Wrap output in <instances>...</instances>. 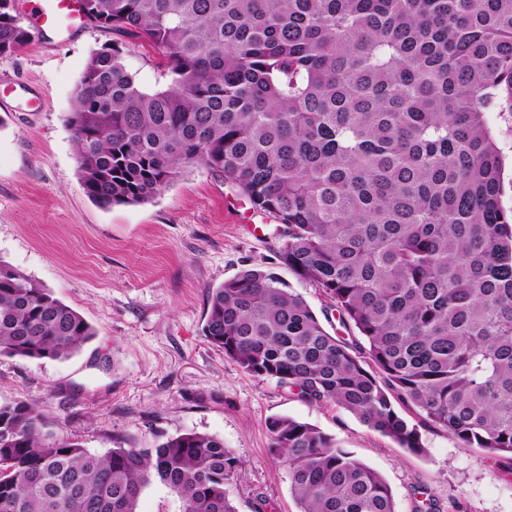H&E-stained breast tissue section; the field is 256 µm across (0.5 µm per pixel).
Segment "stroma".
<instances>
[{"mask_svg": "<svg viewBox=\"0 0 512 512\" xmlns=\"http://www.w3.org/2000/svg\"><path fill=\"white\" fill-rule=\"evenodd\" d=\"M114 39L88 24L0 58L14 108L0 128V262L96 331L65 360L0 356V404L38 405L99 454L124 439L216 436L239 461L231 485L238 512H299L269 451L276 416L313 425L377 471L396 512H414L425 495L438 512H512V474L484 449L424 426L427 453L411 454L339 407L303 402L245 373L206 341L209 289L243 269L276 268L315 313L326 299L277 266L275 221L204 167L140 204L102 209L86 196L65 117L87 57ZM35 96L43 105L33 112Z\"/></svg>", "mask_w": 512, "mask_h": 512, "instance_id": "35a3bbf8", "label": "stroma"}]
</instances>
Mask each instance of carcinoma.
Listing matches in <instances>:
<instances>
[{"label":"carcinoma","mask_w":512,"mask_h":512,"mask_svg":"<svg viewBox=\"0 0 512 512\" xmlns=\"http://www.w3.org/2000/svg\"><path fill=\"white\" fill-rule=\"evenodd\" d=\"M0 0V58L28 40ZM158 50L143 87L117 42L92 51L66 118L97 206L140 204L185 168L278 224V264L326 297L330 333L270 269L208 291L203 335L244 372L334 404L415 455L401 405L512 464V209L486 121L512 113V0H82ZM95 336L0 262V356L67 359ZM299 512H396L375 470L314 426L268 424ZM238 460L188 431L99 455L26 401L0 404V512H238ZM180 502L175 494L160 484L146 487L140 494L138 512H179Z\"/></svg>","instance_id":"carcinoma-1"}]
</instances>
